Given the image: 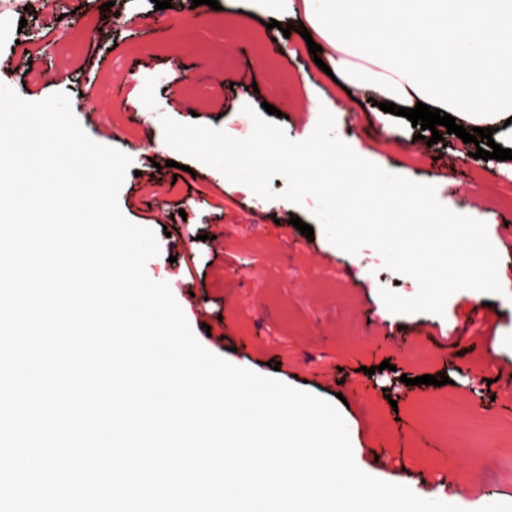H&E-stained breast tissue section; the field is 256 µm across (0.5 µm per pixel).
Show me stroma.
<instances>
[{"label":"stroma","instance_id":"stroma-1","mask_svg":"<svg viewBox=\"0 0 512 512\" xmlns=\"http://www.w3.org/2000/svg\"><path fill=\"white\" fill-rule=\"evenodd\" d=\"M68 39L46 35L49 55L40 65L57 70L38 83L36 75L10 67V46L0 41V83L25 100L64 93L74 116L95 96L99 127L113 132L110 147L132 159L118 194L122 214L153 230L161 245L146 271L169 284L190 326L223 324L225 338L203 340L209 352L231 364L275 377L291 387L337 403L351 439L356 464L386 482L402 484L426 499L463 512H512V383L486 355L512 364V250L499 226L512 222V182L502 178V160L474 158L475 144L456 135L431 145L430 157L448 169L437 182L446 207L478 214L499 254L500 295L473 301L470 290L455 292L443 315L395 314L379 290L406 298L417 282L383 266L370 246L350 255L322 230L306 238L293 218L312 223L314 198L287 208L241 191L217 169L167 145L161 116L181 123L223 129L236 138L252 131L244 107L270 104L288 139L313 132L322 97L334 104L336 135L358 139L373 163L418 182H428L421 156L411 151L417 130L406 117L379 111L348 95L343 79H332L299 33L279 39L274 51L258 52L250 41L231 39L246 26L259 34L277 21L297 24L287 8L271 10L263 0H218L219 9H156L153 0H114L116 16L104 24L96 0H59ZM288 71L287 88L267 79L269 67ZM249 71L256 89L235 85ZM181 171H174V164ZM180 202L184 211L156 223V207ZM181 237L168 249L169 236ZM228 238L232 263L213 255V237ZM204 302L194 309L190 298ZM481 309L490 322L486 340H468L461 317ZM279 337L271 344L269 336ZM389 368H382V361ZM481 364L467 371L464 361ZM449 376V384L413 385L403 376ZM480 485H473L472 476Z\"/></svg>","mask_w":512,"mask_h":512}]
</instances>
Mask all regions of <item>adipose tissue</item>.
I'll use <instances>...</instances> for the list:
<instances>
[{"label":"adipose tissue","instance_id":"adipose-tissue-1","mask_svg":"<svg viewBox=\"0 0 512 512\" xmlns=\"http://www.w3.org/2000/svg\"><path fill=\"white\" fill-rule=\"evenodd\" d=\"M354 89L464 128L512 116V0H289Z\"/></svg>","mask_w":512,"mask_h":512}]
</instances>
